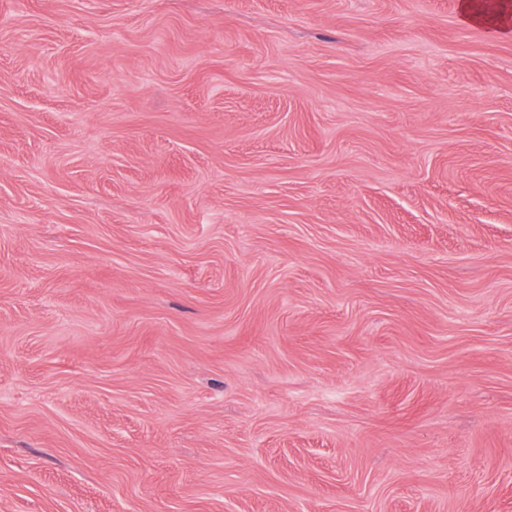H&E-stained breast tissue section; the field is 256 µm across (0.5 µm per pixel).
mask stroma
<instances>
[{
    "label": "stroma",
    "mask_w": 512,
    "mask_h": 512,
    "mask_svg": "<svg viewBox=\"0 0 512 512\" xmlns=\"http://www.w3.org/2000/svg\"><path fill=\"white\" fill-rule=\"evenodd\" d=\"M460 0H0V512H512V31Z\"/></svg>",
    "instance_id": "stroma-1"
}]
</instances>
